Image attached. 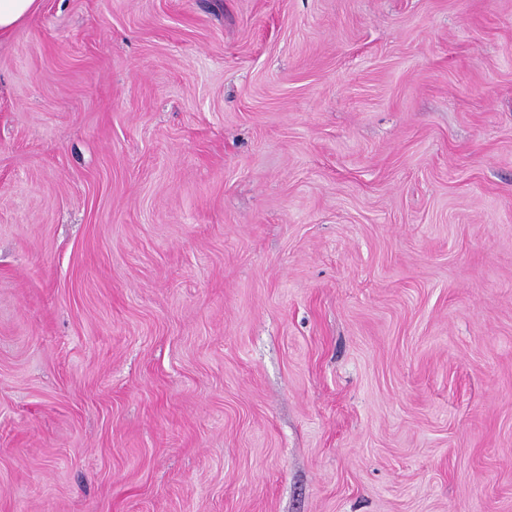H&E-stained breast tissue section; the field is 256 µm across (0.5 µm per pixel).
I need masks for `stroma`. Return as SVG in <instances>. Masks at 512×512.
I'll return each instance as SVG.
<instances>
[{
	"label": "stroma",
	"mask_w": 512,
	"mask_h": 512,
	"mask_svg": "<svg viewBox=\"0 0 512 512\" xmlns=\"http://www.w3.org/2000/svg\"><path fill=\"white\" fill-rule=\"evenodd\" d=\"M0 512H512V0L0 42Z\"/></svg>",
	"instance_id": "obj_1"
}]
</instances>
